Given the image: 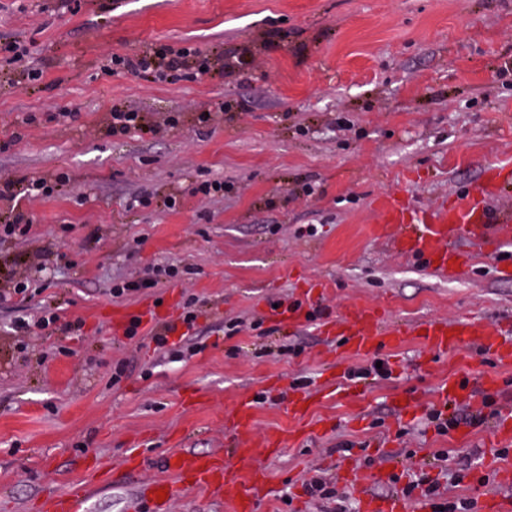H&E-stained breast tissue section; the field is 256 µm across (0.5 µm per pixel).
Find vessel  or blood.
Segmentation results:
<instances>
[{"label": "vessel or blood", "instance_id": "obj_1", "mask_svg": "<svg viewBox=\"0 0 512 512\" xmlns=\"http://www.w3.org/2000/svg\"><path fill=\"white\" fill-rule=\"evenodd\" d=\"M512 181L508 170L493 168L487 173L481 192L459 198L437 212L421 214L407 209L397 195L387 196L381 203L386 223L401 224L406 228L399 245L401 251L423 255L428 267L440 275L455 277L467 267L465 256L448 246V239L456 225H467L470 233L486 248H493L500 239L493 231L494 216L481 204L482 191H497ZM337 335L346 337L347 350L354 355H365L384 349L396 351L406 346L408 337H420L424 345L441 353L455 349L459 344H477L493 362L494 371L484 373L481 383L484 389L497 388L500 378L498 369L512 367V324L488 327L461 317L453 321L428 320L413 327L380 325L371 310L359 307L348 308L336 322ZM437 400L443 405H465L480 407L482 398L463 381L449 379L441 386ZM252 418V404L241 401L233 410L230 430L234 435L231 458L217 462L213 457L179 451L170 454L164 466L174 474V481H154V488H165L168 495L190 488L213 492L223 496L231 512H256L257 503L252 496V486L265 481V474L256 470L242 471L238 464L253 452L252 443L246 433ZM339 477L358 500L359 512H430L424 498L408 502L402 496L377 499L367 492L368 485L386 483L392 478L389 469L364 470L345 464ZM91 498V489L86 483H73L55 493L48 501V512H86Z\"/></svg>", "mask_w": 512, "mask_h": 512}]
</instances>
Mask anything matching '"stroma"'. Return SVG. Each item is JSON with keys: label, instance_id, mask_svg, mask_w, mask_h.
Segmentation results:
<instances>
[{"label": "stroma", "instance_id": "35a3bbf8", "mask_svg": "<svg viewBox=\"0 0 512 512\" xmlns=\"http://www.w3.org/2000/svg\"><path fill=\"white\" fill-rule=\"evenodd\" d=\"M13 40L30 55L21 67L0 54V176L70 182L24 200L29 234L0 243V274L30 281L25 301L0 305V512H46L95 467L112 484L87 512H129L141 484L167 478L170 452L223 458L243 399L246 466L267 474L253 491L261 512H359L355 497L316 501L304 485L369 458L405 482L426 474L450 499L512 493L483 463L500 450L488 430L440 435L426 421L439 385L491 369L476 346L352 356L321 333L352 306L398 325L512 320V278L498 273L512 237L490 255L454 235L472 263L448 279L397 252L378 214L394 193L435 211L487 168L512 167V0H0V45ZM160 45L215 66L172 83L110 72L112 56ZM120 104L149 132L112 134ZM213 179L222 196L195 193ZM135 195L149 206L128 208ZM167 264L177 282L111 296L113 282ZM190 298L200 317L175 358L152 336ZM44 308L82 321L81 335L19 339L18 319ZM376 360L389 374L363 396H330ZM297 394L312 400L298 419ZM409 394L413 415L396 407ZM273 433L289 438L276 455L262 446ZM133 452L147 460L137 472ZM252 404L248 400L241 401L233 410L230 418V430L234 434V442L229 454L237 461H243L252 455L251 441L246 437L252 418Z\"/></svg>", "mask_w": 512, "mask_h": 512}]
</instances>
